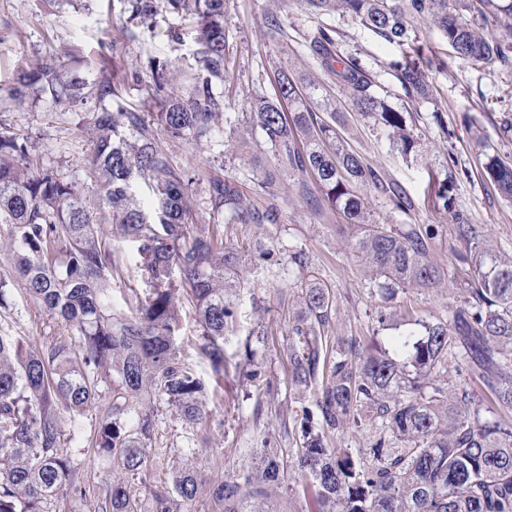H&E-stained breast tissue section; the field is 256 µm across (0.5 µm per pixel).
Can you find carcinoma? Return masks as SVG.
Returning a JSON list of instances; mask_svg holds the SVG:
<instances>
[{
    "label": "carcinoma",
    "instance_id": "cac0c4a2",
    "mask_svg": "<svg viewBox=\"0 0 512 512\" xmlns=\"http://www.w3.org/2000/svg\"><path fill=\"white\" fill-rule=\"evenodd\" d=\"M316 16L341 12L380 39L401 48L391 68L409 97L429 95L425 71L440 66L417 46L413 21L427 19L461 59L474 66H512V3L498 0H305ZM126 34L154 23L164 11L197 21L188 91L170 80L173 62L149 61L148 71L117 62L89 79L49 56L18 74L9 96L24 104L43 97L98 110L83 124L92 137L83 164L85 184L96 204L75 182L42 167L29 141L0 131V224L9 225L11 260L28 291L71 329L67 339L32 347L0 336V512H44L53 497L76 488L74 462L59 445L54 403L74 420L112 387L102 408L94 447L112 455L120 470L150 480L146 449L155 429L154 410L137 399L147 395L176 409L194 424L207 413L206 385L178 355L180 297L196 305L200 350L215 375L241 373L237 354L226 351V332L238 317V294L226 276L242 261L224 243L225 224H279L277 174L254 184L264 205H243L236 178L209 182V224L188 201L192 177L158 145L159 135L202 142L224 114L216 88L224 66V0H126ZM500 17L487 38L469 14ZM335 30L318 28L304 37L321 67L344 86L355 108L387 131L403 154L415 140L405 114L388 106L375 81L354 58L336 49ZM137 91V103L126 98ZM252 124L282 168L309 173L327 205L342 212L349 244L373 278L375 294L390 304L409 286L432 288L445 276L428 258L425 233L398 230L372 220L360 185H373L392 209L408 214L413 200L387 183L339 139L336 127L314 111L308 96L287 73L278 75L274 96L252 97ZM487 176L512 198V165L490 157ZM149 195L138 198L140 183ZM452 182L434 184L442 208H454ZM111 224L136 247L145 293L132 292L125 308L112 306L114 259L99 225ZM466 244L459 253L475 267L463 304L446 322L424 321V333L392 339V350L373 352L357 339L328 335L336 315L332 291L317 278L300 280V311L288 328L291 387L314 394V407L293 416L298 448L293 453L269 440L250 449L237 476L217 487L223 512H272L267 487L291 481L313 494L319 512H512V424L486 418L464 387L436 383L452 369L476 376L495 405L512 409V256L479 241L464 220L456 225ZM250 261L265 269L280 264V250L258 240ZM380 429L371 447L353 453L333 448L336 435L355 426ZM199 492L195 468L185 463L167 489L153 494V512H182ZM109 512H140L127 485L114 481Z\"/></svg>",
    "mask_w": 512,
    "mask_h": 512
}]
</instances>
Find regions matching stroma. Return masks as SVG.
<instances>
[{"label":"stroma","mask_w":512,"mask_h":512,"mask_svg":"<svg viewBox=\"0 0 512 512\" xmlns=\"http://www.w3.org/2000/svg\"><path fill=\"white\" fill-rule=\"evenodd\" d=\"M281 0H226L224 33V116L216 143L206 145L160 135L159 144L173 163L196 173L191 200L201 222H208V187L212 177L248 175L259 180L274 162L259 128L245 122L254 92L272 94L276 73L288 72L295 80L317 88L310 102L317 111H340L346 145L389 181L400 184L415 203L410 214L392 209L386 197L367 188L375 221L403 230L432 228L430 259L441 265L445 277L434 288L409 287L392 305L394 316L387 327H379L381 302L374 293L367 269L358 261L339 227L343 215L331 209L314 212L308 198L320 197L315 180L299 172H282L278 182L283 207L281 223L228 224L224 240L240 250L253 241L273 238L283 253L305 250L309 272L315 273L336 296V317L329 329L333 336H353L362 344H388L390 337L414 331L415 321H447L464 299V285L471 279L469 266L456 252V215L474 225L480 238L493 248L512 255V199L505 198L486 177L484 167L496 156L512 163V69L479 68L458 58L439 30L430 22L415 23L423 55L439 59L440 67L428 73L431 93L407 98L390 67L400 55L398 46L387 43L364 28L352 16L339 12L315 16L303 0L286 3L280 18L286 34L279 42L267 37L271 11ZM124 0H0V128L27 137L45 167L82 181V163L91 144L80 132L82 112L43 101L38 107L19 106L7 91L16 84V73L47 56L60 63L101 67L119 62L129 70L146 69L149 58L178 60L189 67L195 48L194 20H175L159 13L153 31H142L138 40L127 41ZM179 24L182 41L169 43L164 32ZM335 29L342 56L356 58L373 77L377 89L394 109L404 112L413 132L416 150L402 155L373 119L356 112L345 91L319 67L304 35L318 27ZM452 177L454 210L445 212L435 203L432 182ZM115 256L112 270V302L123 306L131 291H144L136 269L131 243L109 238ZM296 267L272 276L242 263L233 280L242 288L237 329L228 338L226 350L237 353L251 344L256 354L250 364L253 377L231 373L217 377L200 352L201 331L195 307L179 303V356L204 377L208 388L217 389L220 401L209 404L208 416L191 425L164 404H155V434L148 449L152 466L150 486L124 477L112 458L91 444L97 422L87 413L73 423L69 411L57 406L60 445L78 471V489L47 502V512H105L107 488L113 480L125 479L135 493L142 512H151V491L168 487L172 472L184 461L183 449H195L199 493L188 512H217L213 490L236 475L245 449L268 438L280 448H291L294 438L282 435L281 419L299 405L288 386V341L286 333L298 305ZM0 281L4 282L7 308L0 309V335L22 338L43 347L68 336L63 319L47 311L27 291L11 269L9 234L0 224ZM280 392L269 399L267 383Z\"/></svg>","instance_id":"stroma-1"}]
</instances>
